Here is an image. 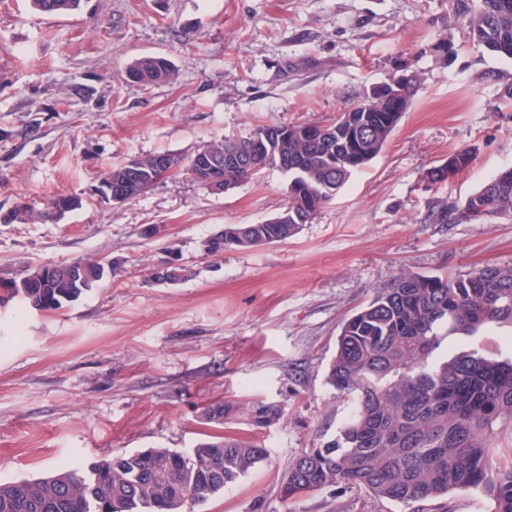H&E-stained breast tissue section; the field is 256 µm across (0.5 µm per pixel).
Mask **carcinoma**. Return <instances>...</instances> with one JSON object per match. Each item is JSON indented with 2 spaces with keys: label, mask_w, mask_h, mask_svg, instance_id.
<instances>
[{
  "label": "carcinoma",
  "mask_w": 512,
  "mask_h": 512,
  "mask_svg": "<svg viewBox=\"0 0 512 512\" xmlns=\"http://www.w3.org/2000/svg\"><path fill=\"white\" fill-rule=\"evenodd\" d=\"M81 0H31L47 15L69 13ZM453 21L477 46L512 60V0H452ZM431 51L455 56L452 38L435 41ZM130 81L152 85L171 81L175 71L157 56H141L127 67ZM397 98L367 93L335 122L266 121L242 137L213 139V152L237 149L246 164L224 172L227 188L264 171L288 174L287 202L260 224H226L201 243L210 257L286 242L310 224L351 176L376 158L421 84L407 69L392 74ZM269 127L272 139L261 138ZM171 153L137 156L112 165L97 190L112 189L133 202L159 180L155 159ZM472 152L460 150L428 172L434 187L465 169ZM81 205L77 196L56 194L39 210L20 208L0 218L49 222ZM438 224H479L512 220V166L470 194L462 204L436 202ZM48 263L12 281L7 299L20 297L35 309L57 310L93 288L108 274L123 272L124 261L104 264L79 260ZM512 326V265H487L455 276L396 275L365 307L347 318L336 341L329 383L350 397L351 420L338 438L312 448L288 468V500L342 485L357 493L401 503L423 502L465 492L494 503L493 512H512V448L502 452L499 434L512 431V361H497L462 350L431 366L445 340L471 336L490 325ZM275 405L254 401L217 402L202 415L211 433L192 452L150 448L101 460L84 470H61L36 479L0 483V512H182L187 492L209 499L261 462L266 449L257 441L222 431L244 416L262 427L280 417Z\"/></svg>",
  "instance_id": "1"
}]
</instances>
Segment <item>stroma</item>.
<instances>
[{"mask_svg": "<svg viewBox=\"0 0 512 512\" xmlns=\"http://www.w3.org/2000/svg\"><path fill=\"white\" fill-rule=\"evenodd\" d=\"M450 0H82L64 15L0 0V215L81 197L55 223H0V280L34 266L124 260L77 301L39 311L0 304V482L44 476L147 448L191 452L215 401L281 408L257 428L263 461L184 512H492L455 492L404 504L343 486L283 500L293 459L336 438L351 404L327 381L343 321L399 273L458 275L512 264V221L432 224L512 166V60L449 28ZM451 34L455 57L429 48ZM162 56L175 80L128 81ZM407 64L423 81L379 156L292 239L223 258L201 243L226 224H258L285 202L276 170L212 194L188 173L137 201L96 193L113 164L190 155L273 120L332 122ZM469 149L436 189L428 170ZM180 255L194 275L148 284Z\"/></svg>", "mask_w": 512, "mask_h": 512, "instance_id": "stroma-1", "label": "stroma"}]
</instances>
